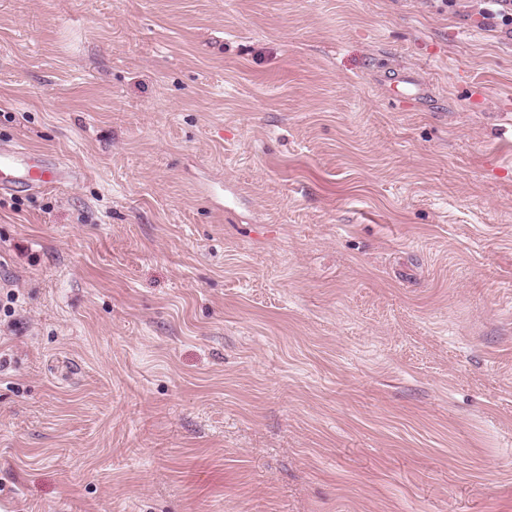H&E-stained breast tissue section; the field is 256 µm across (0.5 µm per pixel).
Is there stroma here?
<instances>
[{
  "instance_id": "1",
  "label": "stroma",
  "mask_w": 512,
  "mask_h": 512,
  "mask_svg": "<svg viewBox=\"0 0 512 512\" xmlns=\"http://www.w3.org/2000/svg\"><path fill=\"white\" fill-rule=\"evenodd\" d=\"M16 141L78 176L0 192V512H512L481 0H0ZM392 84L394 96L402 102H415L430 95L429 88L410 75L399 74Z\"/></svg>"
}]
</instances>
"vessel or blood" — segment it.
<instances>
[{"instance_id": "vessel-or-blood-1", "label": "vessel or blood", "mask_w": 512, "mask_h": 512, "mask_svg": "<svg viewBox=\"0 0 512 512\" xmlns=\"http://www.w3.org/2000/svg\"><path fill=\"white\" fill-rule=\"evenodd\" d=\"M392 91L397 99L408 103L429 95L427 86L406 74L395 77ZM69 178L67 170L46 161L22 143L0 148V191L21 187L42 190L62 184Z\"/></svg>"}]
</instances>
